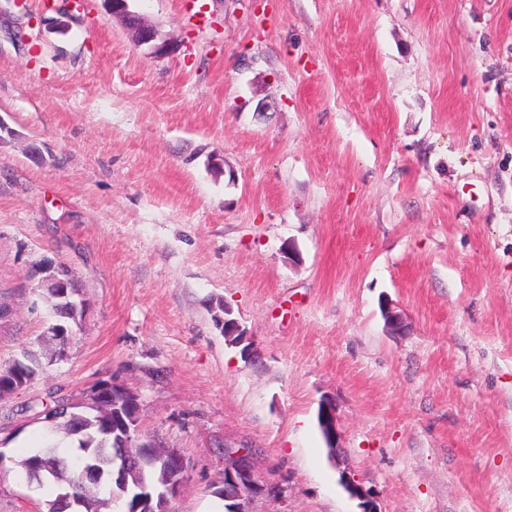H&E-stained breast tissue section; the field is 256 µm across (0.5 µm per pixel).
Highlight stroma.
Segmentation results:
<instances>
[{
    "mask_svg": "<svg viewBox=\"0 0 512 512\" xmlns=\"http://www.w3.org/2000/svg\"><path fill=\"white\" fill-rule=\"evenodd\" d=\"M129 8L179 51L103 0L64 32L0 0V364L48 346L46 264L89 304L0 400V512L47 499L14 466L43 432L24 407L112 378L185 451L176 512H217L228 446L282 489L252 512H361L344 464L379 512H512V0ZM110 4L112 18H117L129 31L138 46H147L155 58H162L179 51L174 41L157 43L158 32L154 26L141 20L129 10V0H105ZM318 422L324 436L327 448L333 450L335 458L339 450V432L337 427L336 405L324 401L319 407Z\"/></svg>",
    "mask_w": 512,
    "mask_h": 512,
    "instance_id": "35a3bbf8",
    "label": "stroma"
}]
</instances>
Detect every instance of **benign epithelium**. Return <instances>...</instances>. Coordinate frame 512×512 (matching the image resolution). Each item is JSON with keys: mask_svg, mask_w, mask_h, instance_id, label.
<instances>
[{"mask_svg": "<svg viewBox=\"0 0 512 512\" xmlns=\"http://www.w3.org/2000/svg\"><path fill=\"white\" fill-rule=\"evenodd\" d=\"M110 4L112 17L118 19L129 31L139 46H145L155 58H162L179 51V45L174 41L158 42V32L154 26L140 19L129 10L128 0H107ZM40 285L55 289L60 298L68 302L74 310L86 312L88 303L79 297L71 272L64 266H54L49 269ZM224 333L238 337V343L246 344L244 357L255 361L259 358V351L252 343L246 342L239 323L235 319L227 321ZM99 411L101 416H112L116 419L114 431L122 439L123 448H148L150 453L168 459L171 472L165 482L158 487L157 492L168 503L176 501L184 490L186 482L177 478V475L186 470L187 461L183 451L179 448H164L156 440L141 433L138 423L124 422L121 418L122 408L127 406H140L139 396L123 385L112 383V388H101L85 400ZM318 422L324 436L325 443L333 452H338L339 432L337 427L336 405L325 401L319 407ZM343 480L350 493L361 499L362 512H377L373 506L372 494L355 484L342 472ZM224 499L233 504L232 512H251L248 509L250 501L258 494L264 492L278 493L280 489L272 484L263 482L259 472L255 450L251 448L224 449Z\"/></svg>", "mask_w": 512, "mask_h": 512, "instance_id": "benign-epithelium-1", "label": "benign epithelium"}]
</instances>
